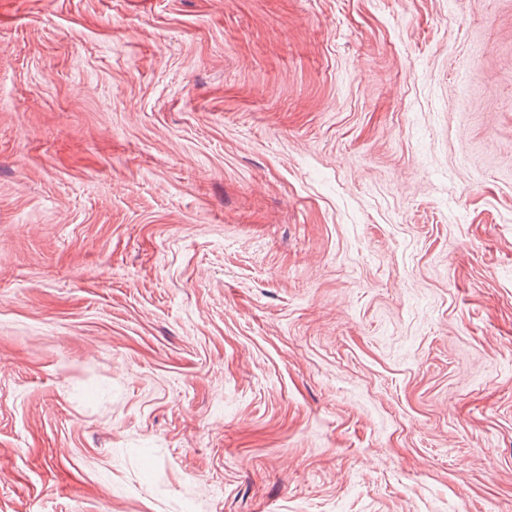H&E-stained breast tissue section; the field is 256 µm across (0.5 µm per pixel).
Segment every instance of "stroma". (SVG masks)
Wrapping results in <instances>:
<instances>
[{
	"instance_id": "obj_1",
	"label": "stroma",
	"mask_w": 512,
	"mask_h": 512,
	"mask_svg": "<svg viewBox=\"0 0 512 512\" xmlns=\"http://www.w3.org/2000/svg\"><path fill=\"white\" fill-rule=\"evenodd\" d=\"M0 512H512V0H0Z\"/></svg>"
}]
</instances>
